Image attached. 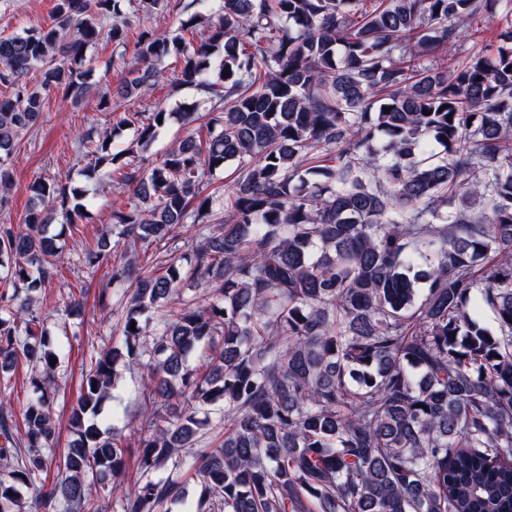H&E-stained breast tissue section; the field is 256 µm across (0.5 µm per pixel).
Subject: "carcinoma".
<instances>
[{"label": "carcinoma", "instance_id": "carcinoma-1", "mask_svg": "<svg viewBox=\"0 0 512 512\" xmlns=\"http://www.w3.org/2000/svg\"><path fill=\"white\" fill-rule=\"evenodd\" d=\"M123 1L142 25L116 96L167 82L201 98L76 139L88 178L121 163L118 240L79 262L106 266L125 307L82 372L52 483L53 398L18 413L0 401V458L14 462L0 512L24 488L44 512H103L97 489L121 485L133 457L121 512L183 504L186 482L153 477L168 465L197 480L195 512H512V0H57L50 26L0 35V210L45 93L86 95L104 24L112 65H127ZM165 14L178 35L153 28ZM478 16L496 46L448 71L461 30L483 33ZM173 119L187 134L150 158ZM231 163L220 198L211 177ZM30 192L24 223L0 224V286L13 289L0 294V369L23 360L50 380L63 347L34 292L67 263L49 225L86 217L87 191L39 177ZM121 239L162 260L112 259ZM187 282L204 302L181 297ZM133 363L135 444L103 414ZM219 406L223 441L196 447Z\"/></svg>", "mask_w": 512, "mask_h": 512}]
</instances>
